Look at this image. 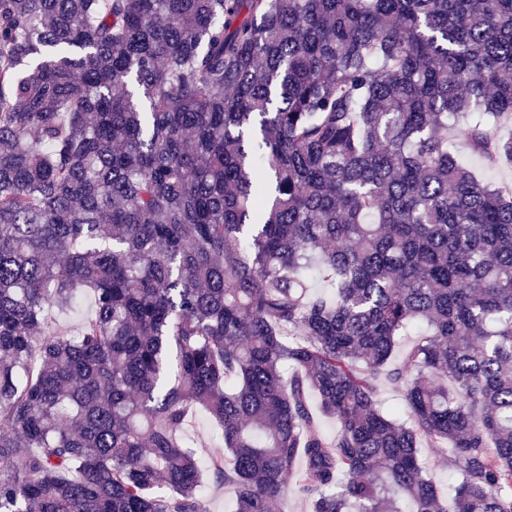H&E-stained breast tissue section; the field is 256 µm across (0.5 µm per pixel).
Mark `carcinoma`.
<instances>
[{"instance_id": "obj_1", "label": "carcinoma", "mask_w": 512, "mask_h": 512, "mask_svg": "<svg viewBox=\"0 0 512 512\" xmlns=\"http://www.w3.org/2000/svg\"><path fill=\"white\" fill-rule=\"evenodd\" d=\"M459 115L512 162V0H0V512H512V192ZM469 119L460 118L449 131L456 153L478 172L485 180L512 192V165L506 161L490 162L484 157L474 154L468 144L466 132L469 127ZM93 312V301L90 294L83 295L76 306L62 315H56L54 327L61 333L75 336L82 321ZM184 429L192 438L203 439L210 444L206 448H211L215 440L219 437V427L211 420V418L203 411L192 413L186 422ZM422 459L425 471L440 488L445 499H448V486L458 481V474L448 468V461L437 448H422ZM204 491L210 512L231 511L234 497L232 488L209 482L205 484Z\"/></svg>"}]
</instances>
